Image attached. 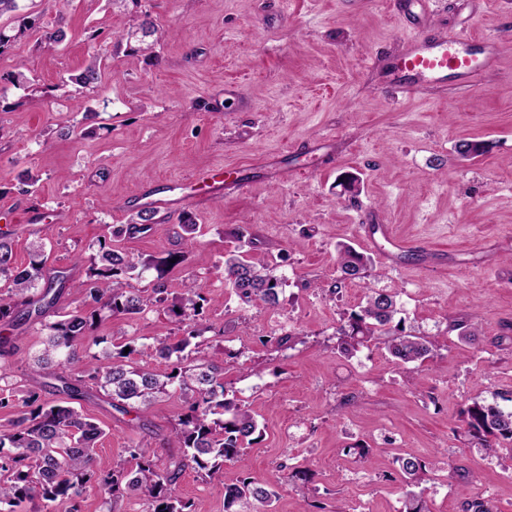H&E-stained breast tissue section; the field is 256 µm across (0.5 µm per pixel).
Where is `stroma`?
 <instances>
[{
	"mask_svg": "<svg viewBox=\"0 0 512 512\" xmlns=\"http://www.w3.org/2000/svg\"><path fill=\"white\" fill-rule=\"evenodd\" d=\"M390 2L141 0L161 42L146 53L103 43L101 85L72 100L59 85L84 69L93 29L120 35L118 11L107 0H23L21 12L0 15L7 32L20 15L36 20L0 54V232L11 231L16 263L28 264L42 233L47 267L84 279L92 243L135 218L148 196L172 205L119 249L161 257L179 224L198 227L167 291L199 286L209 357L263 437L223 475L186 470L177 494L195 512H224L225 485L247 476L276 491L273 512H401L409 488L392 465L399 455L433 461L419 487L432 512H463L471 497L512 512V457L465 436L460 416L512 394V0H431L428 29L469 24L499 39L500 59L480 87L410 95L388 91L375 70L411 33ZM58 26L65 41L45 43ZM19 71L26 81L12 82ZM31 78L44 105L30 101ZM228 84L246 106L225 103ZM478 141L482 156L457 154ZM218 166L244 189L214 198L194 185ZM27 170L40 176L30 194L20 191ZM348 174L356 192L342 187ZM376 224L401 239L396 258L369 241ZM340 243L372 266L337 291ZM231 252L277 267L286 279L279 309L244 305L225 285ZM371 288L395 290L406 331L437 340L429 358L399 364L375 343L337 350L343 313ZM283 327L298 333L290 347L262 344ZM100 332L152 345L177 325L160 305L106 318ZM8 334L0 365L22 383L42 335L28 322ZM79 407L106 431L94 462L106 472L136 443L161 446L185 405L160 399L141 429L103 394ZM291 467L306 479L289 478Z\"/></svg>",
	"mask_w": 512,
	"mask_h": 512,
	"instance_id": "35a3bbf8",
	"label": "stroma"
}]
</instances>
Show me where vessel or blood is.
<instances>
[{
    "instance_id": "vessel-or-blood-1",
    "label": "vessel or blood",
    "mask_w": 512,
    "mask_h": 512,
    "mask_svg": "<svg viewBox=\"0 0 512 512\" xmlns=\"http://www.w3.org/2000/svg\"><path fill=\"white\" fill-rule=\"evenodd\" d=\"M428 0H397L400 18L420 24ZM499 44L489 36L477 37L470 30L447 37L419 34L408 38L399 58L386 65V76L403 94L416 91L423 83L448 82L480 85L483 77L498 64Z\"/></svg>"
}]
</instances>
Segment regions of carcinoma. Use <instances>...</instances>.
Returning a JSON list of instances; mask_svg holds the SVG:
<instances>
[{
  "label": "carcinoma",
  "mask_w": 512,
  "mask_h": 512,
  "mask_svg": "<svg viewBox=\"0 0 512 512\" xmlns=\"http://www.w3.org/2000/svg\"><path fill=\"white\" fill-rule=\"evenodd\" d=\"M33 26L34 22L26 21L11 35L0 31V54L22 40ZM132 32L141 34L140 49L149 51L153 43L147 38L158 36L160 29L151 14L141 10L128 14L125 36ZM101 78L94 55L71 82L92 90ZM138 218L131 224L110 226L108 234L92 245L86 279L76 284L84 295V307H76L54 321L46 320V314L55 306L67 276L46 268L41 245L28 264H16L10 234L0 233V278L12 285V297L0 299V321L10 326L19 306L24 307L22 319L38 321L43 340L33 356L32 371L52 377L60 395L48 402L29 391L16 399L8 376L0 373V409L10 414L0 426V512H29L27 505L36 500L37 512H54L64 501L72 502V512H78L76 499L94 475L95 449L105 430L73 403L89 397L94 389L104 392L112 409L132 422L140 420L141 408L163 397L176 395L187 406L173 429L172 444L182 449L181 456H172L160 465L150 443H139L128 449L135 466L128 467L127 460L121 458L113 463L112 470L98 477L107 512H113V502L130 493L142 497L143 512H192L189 502L174 495L186 469L212 477L263 436L244 401L226 397L222 369L205 352V329L197 324L203 297L194 283H187L184 292L168 306L183 335L168 336L152 348L138 344L135 337L115 344L97 334L102 315L91 305H102L112 317L139 315L167 301L162 296L166 274L187 260L182 247L164 257L146 259L118 250L114 241L151 230L152 215L142 211ZM338 260L345 279L361 277L372 265L369 256L350 246L338 250ZM151 269L156 272L152 289L127 283ZM224 281L245 304L269 309L281 305L283 282L273 267L259 270L233 254L224 259ZM396 314V293L371 290L365 305L351 311L336 329L337 349L349 354L384 336L386 348L396 361L407 364L425 360L436 341L405 333L402 321H394ZM155 354L171 360L169 371L157 372L147 365V359ZM464 422L467 431L492 453L497 451L498 442H512V409L475 401L464 410ZM395 463L409 485L425 481L428 469L423 460L399 456ZM275 498L276 492L262 481L245 477L225 485L224 512H269Z\"/></svg>",
  "instance_id": "carcinoma-1"
}]
</instances>
